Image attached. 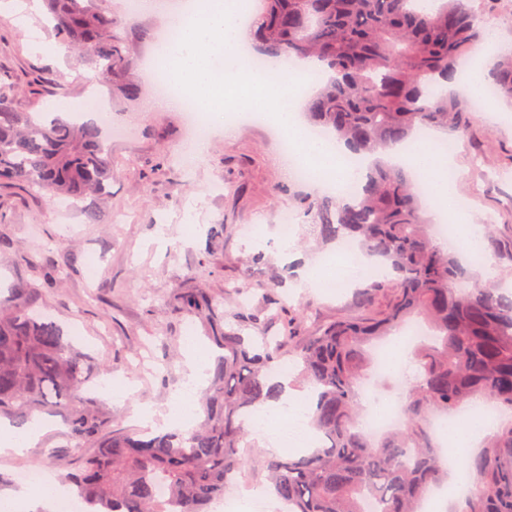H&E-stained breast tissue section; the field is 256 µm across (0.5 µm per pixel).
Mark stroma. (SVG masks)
Returning <instances> with one entry per match:
<instances>
[{"mask_svg": "<svg viewBox=\"0 0 512 512\" xmlns=\"http://www.w3.org/2000/svg\"><path fill=\"white\" fill-rule=\"evenodd\" d=\"M155 12L129 14L125 0H109L124 19L132 68L129 79L143 85L141 96L123 101L99 74L71 54H58L54 38L32 21L0 15V92L22 108L53 106L55 81L65 80L68 99H101L115 122L131 132L112 142L116 162L105 200L68 204L22 185H0V289L38 285V300L51 320L74 337L97 369V382L128 387L125 400L97 393V410L109 425L140 431L136 409L168 412L172 395L188 380L187 345L214 353L210 329L177 304L180 293L203 288L234 321L235 295L227 283L253 291L270 287L278 272L335 255L336 244H318L298 223L288 246L264 244L265 265L248 266L255 251L247 228L266 225L277 234V218L298 212L302 202L324 196L313 184L286 173L279 131L268 123H244L225 138L215 131L201 146L190 143L185 107L148 110L146 59L168 13L180 0H156ZM481 27H493L499 44L512 45V0H467ZM44 79L40 94L29 92L32 77ZM457 198L467 199L472 223H492L512 237V105L495 100L474 116L472 132L458 141L452 157ZM224 227V244L207 251L212 225ZM288 309L309 306L319 323L357 319L354 287L330 293L288 283ZM40 440L24 455L0 456V501L13 498L17 473L41 466L61 475L81 459L64 453L69 429L50 416ZM58 449L47 459V449Z\"/></svg>", "mask_w": 512, "mask_h": 512, "instance_id": "1", "label": "stroma"}]
</instances>
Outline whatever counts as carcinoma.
I'll return each mask as SVG.
<instances>
[{
  "label": "carcinoma",
  "instance_id": "obj_1",
  "mask_svg": "<svg viewBox=\"0 0 512 512\" xmlns=\"http://www.w3.org/2000/svg\"><path fill=\"white\" fill-rule=\"evenodd\" d=\"M265 0L258 25L264 52L292 66L317 58L335 79L306 98L313 125L359 158L407 140L417 129L445 127L466 137L469 98L445 90L484 39L465 0ZM50 33L110 80L129 66L125 23L104 0H43ZM480 83L512 97V51L486 64ZM109 137L94 121L34 115L0 92V181L25 184L51 198H100L112 180ZM413 179L401 168L363 174L357 196L321 200L309 230L322 243L351 242L388 264L392 281L366 283L356 295L365 319L320 326L307 311L277 332L282 313L265 296L266 320L239 304L240 323L211 341L223 350L204 392V419L189 431L149 436L112 429L94 407L92 366L58 325L32 311L40 289L18 285L0 294V417L23 426L63 413L81 469L62 482L77 489L84 512H207L245 470L267 473L288 512H420L448 482V451L431 432L433 415L459 417L473 402L509 414L483 438L476 456L459 460L470 477L450 512H512V291L484 281L460 262L461 250L433 236ZM485 256L512 271V239L485 225ZM203 320L219 318L200 290L180 297ZM413 318L430 336L411 354L415 374L403 391L404 423L377 437L363 432L360 388L371 348ZM314 391L308 412L323 441L305 456L264 457L248 447L246 418L282 393L286 361ZM92 446L87 456L82 449ZM165 486L168 498L158 496Z\"/></svg>",
  "mask_w": 512,
  "mask_h": 512
}]
</instances>
